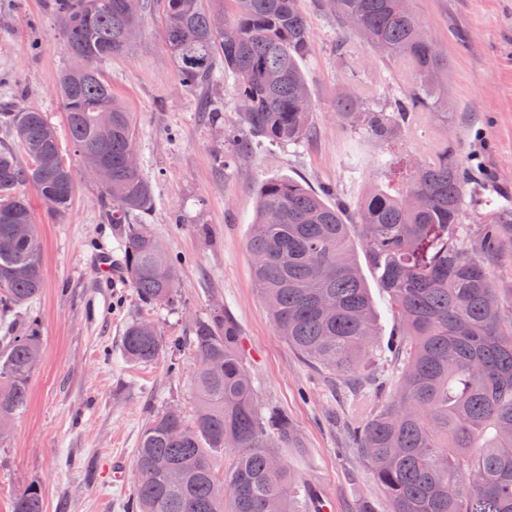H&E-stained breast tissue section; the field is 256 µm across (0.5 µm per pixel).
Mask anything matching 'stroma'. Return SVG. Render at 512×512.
Returning a JSON list of instances; mask_svg holds the SVG:
<instances>
[{
  "mask_svg": "<svg viewBox=\"0 0 512 512\" xmlns=\"http://www.w3.org/2000/svg\"><path fill=\"white\" fill-rule=\"evenodd\" d=\"M410 6L448 59L440 75L447 107L424 110L420 122L391 143L346 125L336 110L339 96H366L388 107L408 90L406 69L363 46L356 59L345 57L335 19L318 0H304L311 47L301 67L314 105L312 134L296 145L254 139L241 161L224 140L225 128L239 122L233 77L220 69L206 86L181 87L158 12L142 13L128 52L103 71L133 114L136 154L154 193L145 222L178 261L175 301L149 308L126 277L109 284L99 268L102 256L121 259L119 235L63 133L57 82L71 60L48 0H0V100L16 98L46 113L62 133L75 181L71 207L61 217L32 186L22 188L43 241L45 287L32 306L6 319L17 334L37 325L41 351L27 406L0 435V512H11L14 495L28 487L40 489L44 512H126L144 424L170 405L194 411V360L184 347L150 363L128 362L124 329L145 317L165 336L185 339L196 320L216 310L239 327L261 409L286 412L296 429L295 446L279 453L301 479L295 493L301 512H314L318 493L332 501V512L364 506L392 512L358 445L370 406L392 394L391 353L383 349L364 361L354 387L306 361L275 333L252 281L247 239L267 178L285 176L329 192L352 226L351 245L385 346L399 324L354 229L362 198L383 180L376 159L419 160L449 145L471 171L465 237L477 242L483 225L496 218L512 222V0H411ZM354 152L364 162L357 173L350 168ZM117 457L127 465L119 482L109 469Z\"/></svg>",
  "mask_w": 512,
  "mask_h": 512,
  "instance_id": "35a3bbf8",
  "label": "stroma"
}]
</instances>
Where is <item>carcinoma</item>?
I'll list each match as a JSON object with an SVG mask.
<instances>
[{
    "label": "carcinoma",
    "mask_w": 512,
    "mask_h": 512,
    "mask_svg": "<svg viewBox=\"0 0 512 512\" xmlns=\"http://www.w3.org/2000/svg\"><path fill=\"white\" fill-rule=\"evenodd\" d=\"M163 35L186 88L209 82L217 66L235 79L242 125L228 129L237 155L248 138L299 144L310 134L311 92L300 61L310 47L302 0H156ZM345 33L367 31L366 47L384 62L406 64L412 85L389 108L358 99L337 102L349 126L391 140L417 113L439 101L431 74L447 61L400 0H326ZM74 64L58 94L69 139L83 165L98 170L107 221L120 230L122 269L145 305L173 302L177 265L142 220L153 208L151 183L131 168V112L112 93L102 64L128 51L138 23L124 0H52ZM224 13V31L211 19ZM194 32L193 40L184 32ZM11 142L0 144V310L34 301L44 285L41 239L12 237L33 219L20 187L29 184L63 214L74 178L56 128L45 113L11 103L0 111ZM394 186L374 188L360 205V238L390 296L400 340L393 352L396 385L358 431L359 447L393 512H512V320L492 308L490 257L511 224H486L479 246L460 229L467 167L448 147L409 167L380 161ZM341 209L283 177L263 181L247 246L254 282L274 329L309 361L353 378L376 348L372 303L353 258ZM239 329L223 312L194 323L197 410L154 413L134 457L129 512H296L298 476L276 447L294 442L288 415L262 412L238 346ZM181 341L157 326L130 322L123 355L151 363ZM41 349L31 332L0 351V433L29 398ZM233 450L223 469L224 449ZM11 512H43L39 489L13 497Z\"/></svg>",
    "instance_id": "cac0c4a2"
}]
</instances>
